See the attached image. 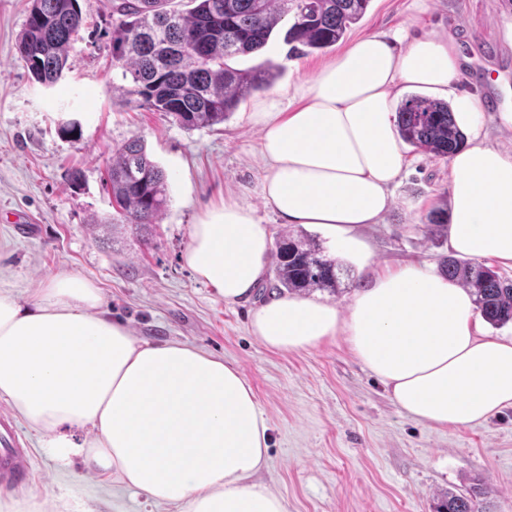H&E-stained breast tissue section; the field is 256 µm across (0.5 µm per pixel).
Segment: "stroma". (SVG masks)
Instances as JSON below:
<instances>
[{
	"mask_svg": "<svg viewBox=\"0 0 512 512\" xmlns=\"http://www.w3.org/2000/svg\"><path fill=\"white\" fill-rule=\"evenodd\" d=\"M113 0H79L83 25L53 86L34 82L16 43L29 0H0V278L22 303L60 272L91 280L102 308L142 342L182 341L224 357L252 385L269 424V458L259 482L282 495L288 512H435L442 493L471 497L477 512H512V407L479 425L432 428L409 418L386 387L352 354L343 338L300 353H279L249 333L250 300L225 303L181 262L192 224L232 196L252 205L272 237L304 233L325 255L342 258L350 286L316 300L346 308L357 284L372 273L417 262L439 271L448 237L429 239V211L449 207L448 161L410 149L382 223L362 234L373 257L365 266L341 257L321 227L284 224L259 192V134L243 100L223 124L186 130L160 113L124 105L112 92ZM408 26L410 35L457 28L463 36V88L495 94L485 109L492 142L512 144L500 113L512 112V0H371L344 41L321 52L292 56L281 22L267 48L234 60L246 69L272 62L273 84L285 90L313 74L347 43ZM78 121L79 138L64 135ZM140 137L168 178L167 210L141 232L111 235L114 210L107 168L113 151ZM80 171L72 183V171ZM20 430L33 450L27 480L1 486L0 495L36 493L52 512H176L147 501L116 480L88 474L80 462L60 465Z\"/></svg>",
	"mask_w": 512,
	"mask_h": 512,
	"instance_id": "35a3bbf8",
	"label": "stroma"
}]
</instances>
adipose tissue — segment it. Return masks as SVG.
<instances>
[{"instance_id":"adipose-tissue-1","label":"adipose tissue","mask_w":512,"mask_h":512,"mask_svg":"<svg viewBox=\"0 0 512 512\" xmlns=\"http://www.w3.org/2000/svg\"><path fill=\"white\" fill-rule=\"evenodd\" d=\"M463 60L453 30L411 40L401 28L377 32L256 101L265 204L283 223L325 226L345 255L369 262L360 231L382 222L408 163L397 102L413 89L444 95L470 135L448 159V245L512 265V150L487 141L480 100L460 85ZM271 255L255 209L228 198L197 218L182 261L238 303ZM250 333L282 353L344 337L394 403L430 426L467 428L512 406V339L481 335L467 291L423 265L372 275L344 311L271 298L252 310ZM0 401L58 463L79 458L178 512H288L255 480L269 425L239 367L183 342L137 340L86 279L51 276L28 305L0 280Z\"/></svg>"}]
</instances>
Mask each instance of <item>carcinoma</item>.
Instances as JSON below:
<instances>
[{
    "mask_svg": "<svg viewBox=\"0 0 512 512\" xmlns=\"http://www.w3.org/2000/svg\"><path fill=\"white\" fill-rule=\"evenodd\" d=\"M169 0H118L112 25V62L120 71L112 91L122 102L161 112L182 128L224 123L239 102L269 87L274 66L236 69L228 60L261 52L283 17L293 23L285 34L290 50L303 54L336 45L358 23L371 0H192L187 13L168 10ZM17 51L32 78L52 86L63 76L68 51L83 22L78 0H29ZM400 137L417 149L446 158L464 142L445 101L407 97L397 111ZM167 176L132 137L112 155L108 186L117 217L110 227L140 230L156 223L169 203ZM426 233L440 234L448 215L427 216ZM442 275L470 290L493 326L512 322V280L476 262L445 257ZM271 290L304 293L344 286V269L326 257L313 238L290 235L276 241ZM439 512H474L473 500L449 492Z\"/></svg>",
    "mask_w": 512,
    "mask_h": 512,
    "instance_id": "carcinoma-1",
    "label": "carcinoma"
}]
</instances>
